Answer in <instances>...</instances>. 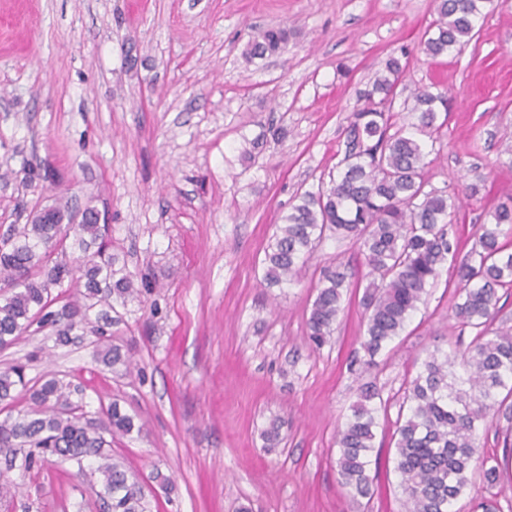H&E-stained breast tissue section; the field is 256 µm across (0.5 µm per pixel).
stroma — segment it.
<instances>
[{
    "label": "stroma",
    "instance_id": "1",
    "mask_svg": "<svg viewBox=\"0 0 512 512\" xmlns=\"http://www.w3.org/2000/svg\"><path fill=\"white\" fill-rule=\"evenodd\" d=\"M433 18V0H0V225L46 205L107 210L113 252L152 285L68 344L49 328L20 337L0 369L19 361L30 382L81 386L91 421L113 402L137 415L141 432L110 453L145 486L148 512H404L393 457L405 384L427 353L475 335L453 315L452 269L379 358L386 410L368 499L336 470L360 383L349 363L364 355L361 290L345 294L327 344L306 340L322 267L357 266V249L329 238L288 288L260 279L282 214L335 173L359 92L392 56L407 61L398 98L422 86L448 96L426 177L460 199L448 235L461 252L512 197V0L436 58L420 50ZM277 26L283 51L248 62L254 32ZM258 136L256 164L242 162V138ZM113 346L131 368L103 363ZM479 432L498 477L473 473L450 510L512 512L506 428ZM96 466L0 461L18 486L0 512H104Z\"/></svg>",
    "mask_w": 512,
    "mask_h": 512
}]
</instances>
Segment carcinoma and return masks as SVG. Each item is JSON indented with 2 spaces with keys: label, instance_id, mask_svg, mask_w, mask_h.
Listing matches in <instances>:
<instances>
[{
  "label": "carcinoma",
  "instance_id": "carcinoma-1",
  "mask_svg": "<svg viewBox=\"0 0 512 512\" xmlns=\"http://www.w3.org/2000/svg\"><path fill=\"white\" fill-rule=\"evenodd\" d=\"M492 5L493 0H435L436 17L420 44L422 52L439 57L461 51L476 19ZM287 42L286 27L260 29L246 56L264 59ZM403 71L401 59L392 56L360 91L336 174L289 204L265 250L261 283L286 288L324 239L352 241L367 269V284L350 282L339 264L325 267L307 320V341L315 349L325 345L342 311L344 291L362 286L367 320L360 346L369 369L400 336L442 268L453 264L461 298L454 315L476 334L468 345L430 353L422 361L404 388L407 414L397 419L395 442L405 512H448L476 464L485 466V479L497 477V467L478 462L479 425L501 418L512 422V404L498 400L501 389L512 395V331L492 328L500 312L498 289L512 288V251L505 241L512 234V198L494 208L471 250L457 259L447 226L456 220L458 206L447 188L425 178L427 153L416 137L439 131L437 114L448 98L415 88L403 102L410 122L396 126L393 109ZM97 214L88 207L80 223L70 224L72 214L53 206L43 215L34 211L26 224L9 225L0 236L1 349L48 325L57 341L67 343L96 306L112 309L141 293L112 253ZM64 284L77 298L53 310L51 290ZM102 360L114 368L131 365L118 347L105 351ZM19 389L29 394V407L0 420V453L10 457L11 466L27 472L49 457L80 464L95 456L107 512H146L143 486L106 452L111 438L141 431L135 416L114 402L97 424L85 422L79 388L55 377L31 385L25 366L16 363L0 371V407H12ZM384 408L377 383L364 382L338 430V474L355 496L371 495V456Z\"/></svg>",
  "mask_w": 512,
  "mask_h": 512
}]
</instances>
